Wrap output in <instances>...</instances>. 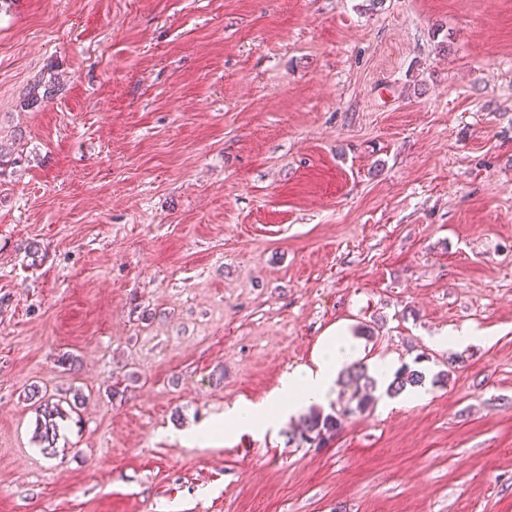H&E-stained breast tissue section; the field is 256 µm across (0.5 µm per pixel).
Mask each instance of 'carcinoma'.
<instances>
[{"mask_svg": "<svg viewBox=\"0 0 512 512\" xmlns=\"http://www.w3.org/2000/svg\"><path fill=\"white\" fill-rule=\"evenodd\" d=\"M425 379L426 376L421 370L404 364L394 372L393 379L386 388V394L394 397L408 388L423 385ZM339 382L345 387L353 388L347 406L336 414L310 410L299 435H292L288 440L298 438L305 444L319 447L341 429L343 420L347 417L364 414L373 408L376 403L374 392L377 389V380L368 373L364 364L355 362L347 366Z\"/></svg>", "mask_w": 512, "mask_h": 512, "instance_id": "cac0c4a2", "label": "carcinoma"}]
</instances>
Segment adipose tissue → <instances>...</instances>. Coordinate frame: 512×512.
<instances>
[{
	"label": "adipose tissue",
	"instance_id": "adipose-tissue-1",
	"mask_svg": "<svg viewBox=\"0 0 512 512\" xmlns=\"http://www.w3.org/2000/svg\"><path fill=\"white\" fill-rule=\"evenodd\" d=\"M360 355V345L347 327L327 330L312 364L296 366L284 374L266 400L237 403L225 413L223 423L190 430L187 436L200 442L219 432L229 437L239 431L262 434L278 428L304 408L326 403L340 373Z\"/></svg>",
	"mask_w": 512,
	"mask_h": 512
}]
</instances>
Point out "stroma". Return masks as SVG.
Wrapping results in <instances>:
<instances>
[{
  "label": "stroma",
  "mask_w": 512,
  "mask_h": 512,
  "mask_svg": "<svg viewBox=\"0 0 512 512\" xmlns=\"http://www.w3.org/2000/svg\"><path fill=\"white\" fill-rule=\"evenodd\" d=\"M0 144V512H512V0H0ZM339 323L429 399L185 440Z\"/></svg>",
  "instance_id": "35a3bbf8"
}]
</instances>
